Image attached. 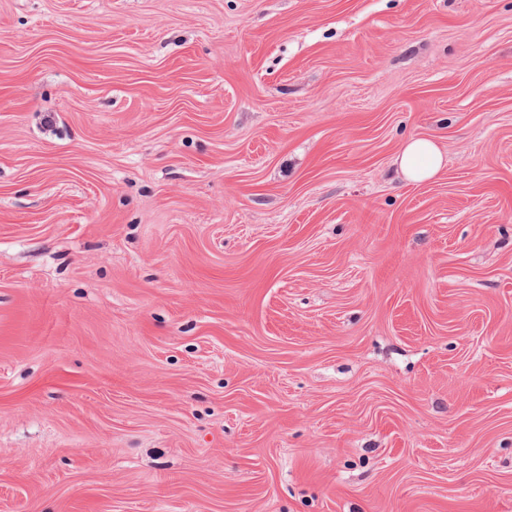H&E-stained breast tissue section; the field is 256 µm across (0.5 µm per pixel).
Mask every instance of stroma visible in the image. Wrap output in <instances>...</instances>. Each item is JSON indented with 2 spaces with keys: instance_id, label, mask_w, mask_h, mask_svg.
Here are the masks:
<instances>
[{
  "instance_id": "obj_1",
  "label": "stroma",
  "mask_w": 512,
  "mask_h": 512,
  "mask_svg": "<svg viewBox=\"0 0 512 512\" xmlns=\"http://www.w3.org/2000/svg\"><path fill=\"white\" fill-rule=\"evenodd\" d=\"M0 512H512V0H0ZM398 167L403 177L411 182H424L441 169L442 156L436 144L425 138H410L398 156Z\"/></svg>"
}]
</instances>
